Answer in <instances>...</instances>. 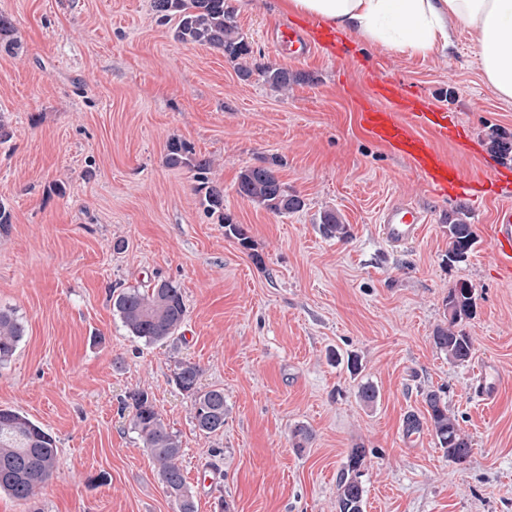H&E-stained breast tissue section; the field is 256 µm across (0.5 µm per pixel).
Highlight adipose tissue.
<instances>
[{"mask_svg":"<svg viewBox=\"0 0 512 512\" xmlns=\"http://www.w3.org/2000/svg\"><path fill=\"white\" fill-rule=\"evenodd\" d=\"M283 7L408 57L448 47V24L456 22L474 37L487 85L512 99V0H283Z\"/></svg>","mask_w":512,"mask_h":512,"instance_id":"obj_1","label":"adipose tissue"}]
</instances>
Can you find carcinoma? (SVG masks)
Segmentation results:
<instances>
[{"label":"carcinoma","instance_id":"1","mask_svg":"<svg viewBox=\"0 0 512 512\" xmlns=\"http://www.w3.org/2000/svg\"><path fill=\"white\" fill-rule=\"evenodd\" d=\"M152 8L161 22L177 19L174 39L182 44L209 46L234 60L251 55V47L240 36L227 0H152ZM20 48L12 18L0 13V52L16 54ZM255 71L276 89L285 88L296 79L287 68L270 64H257L253 69L242 66L239 75L248 79ZM164 162L170 168H187L195 172L204 185L202 205L205 212L217 216L224 224L225 236L248 244L249 237L243 225L224 213V188L208 182L207 173L211 166L208 158L197 155L188 142L173 137L166 145ZM236 192L274 214L296 212L304 206L300 196L288 193L272 166L243 169L237 178ZM322 231L339 240L350 237L349 225L340 223L333 212L324 215ZM474 244L472 225L461 218L449 222L448 262L465 261ZM112 299L113 312L124 327L132 336L148 344L174 336L185 320L181 288L168 280H158L141 289H122ZM475 306V293L468 283L459 282L448 292V325L437 327L431 339L452 363H465L472 355V337L458 325L472 317ZM23 335L24 325L20 318L11 310L0 309V363L12 357ZM199 376L197 365L181 363L174 372V383L191 400L194 427L199 433L210 436L224 430V390L201 389ZM424 402L432 432L448 460L454 463L466 461L472 452L471 441L448 409L447 402L433 390L424 394ZM127 406L132 410V429L155 462L176 512H195L194 501L178 465L181 456L179 438L164 424L148 391L135 389L129 392ZM365 459L364 448L356 447L348 453L338 484L337 512H364V487L360 477ZM56 463L57 449L51 434L20 412L0 408V494L20 501L30 500L51 477Z\"/></svg>","mask_w":512,"mask_h":512}]
</instances>
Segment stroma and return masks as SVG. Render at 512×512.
I'll return each instance as SVG.
<instances>
[{"label": "stroma", "mask_w": 512, "mask_h": 512, "mask_svg": "<svg viewBox=\"0 0 512 512\" xmlns=\"http://www.w3.org/2000/svg\"><path fill=\"white\" fill-rule=\"evenodd\" d=\"M254 60L288 68L275 89L238 75L223 51L174 40L152 0H0L22 49L0 52V308L25 331L0 365V408L56 441L57 466L34 499L0 496V512H173L124 403L147 390L181 442L197 512H336L351 448H365L364 512H512V279L500 275L492 224L499 200L435 195L411 163L376 142L355 108L363 70L397 76L454 112L466 136L437 142L462 172L512 171L491 143L512 142V100L485 83L471 33L448 50L404 57L346 34L338 54L290 60L270 39L281 0H228ZM209 157L210 182L248 246L225 237L200 183L164 163L171 137ZM275 165L300 211L273 214L241 198L247 166ZM63 185L58 195L55 185ZM392 198L427 215L418 241L395 251L377 217ZM334 212L341 241L319 226ZM472 224L465 262L448 263V219ZM157 279L182 289L186 316L163 343L127 331L113 290ZM465 281L476 309L463 329L472 358L448 361L431 336L448 291ZM358 355L359 375L330 353ZM498 369L497 393L472 392L478 359ZM202 389L224 391L221 433L195 429L175 386L179 363ZM378 392L364 406L363 383ZM438 391L472 443L446 458L423 395ZM311 433L294 445L296 427Z\"/></svg>", "instance_id": "obj_1"}]
</instances>
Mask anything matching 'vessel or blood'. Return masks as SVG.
Masks as SVG:
<instances>
[{
    "mask_svg": "<svg viewBox=\"0 0 512 512\" xmlns=\"http://www.w3.org/2000/svg\"><path fill=\"white\" fill-rule=\"evenodd\" d=\"M273 38L295 60L309 57L317 50L332 51L336 46L333 30L299 21L279 26ZM360 119L365 129L377 140L388 144L398 154L410 158L420 176L440 195L448 193L460 198L489 199L497 193L492 177L467 175L441 154L436 140H452L460 134L455 113L431 109L425 98L412 86L390 82L373 86L367 96L358 100ZM431 127L434 139L417 134L419 126ZM426 222L424 212L413 203L395 199L385 205L378 219L383 241L400 249L418 240ZM493 245L502 276L512 278V206L497 209L493 226ZM499 382L490 364H483L475 381L474 393L487 400Z\"/></svg>",
    "mask_w": 512,
    "mask_h": 512,
    "instance_id": "vessel-or-blood-1",
    "label": "vessel or blood"
}]
</instances>
